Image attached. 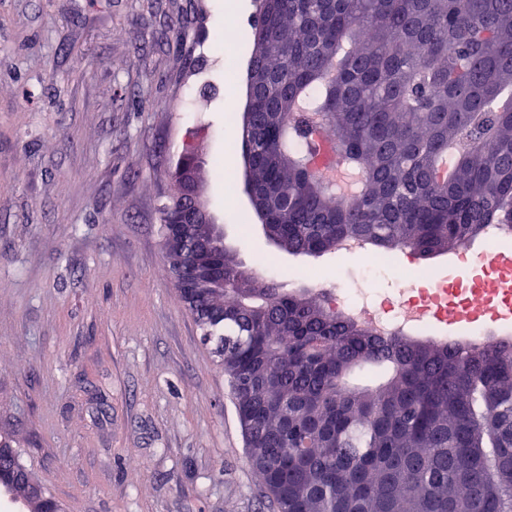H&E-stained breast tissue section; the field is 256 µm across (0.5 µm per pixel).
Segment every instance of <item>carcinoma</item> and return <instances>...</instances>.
<instances>
[{
	"label": "carcinoma",
	"instance_id": "obj_1",
	"mask_svg": "<svg viewBox=\"0 0 512 512\" xmlns=\"http://www.w3.org/2000/svg\"><path fill=\"white\" fill-rule=\"evenodd\" d=\"M250 71L261 117L241 152L281 251L358 237L426 258L512 234V0H263ZM325 135L346 192L314 171ZM173 207L161 239L189 248L204 225L174 228ZM207 262L224 294L179 297L224 356L278 512H512V342L378 337L227 246ZM363 365L390 374L349 382ZM18 493L43 512L38 487Z\"/></svg>",
	"mask_w": 512,
	"mask_h": 512
}]
</instances>
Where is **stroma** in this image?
Listing matches in <instances>:
<instances>
[{
    "label": "stroma",
    "instance_id": "stroma-1",
    "mask_svg": "<svg viewBox=\"0 0 512 512\" xmlns=\"http://www.w3.org/2000/svg\"><path fill=\"white\" fill-rule=\"evenodd\" d=\"M259 7L0 0V436L65 512H277L158 233L192 141L202 201L244 271L275 265L291 291L360 274L353 254L271 247L236 177L226 132L241 127ZM203 79L235 92L200 95ZM404 270L452 282L481 268L398 250L378 289L399 288Z\"/></svg>",
    "mask_w": 512,
    "mask_h": 512
}]
</instances>
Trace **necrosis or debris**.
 Returning <instances> with one entry per match:
<instances>
[{
	"label": "necrosis or debris",
	"instance_id": "4bbe7bcc",
	"mask_svg": "<svg viewBox=\"0 0 512 512\" xmlns=\"http://www.w3.org/2000/svg\"><path fill=\"white\" fill-rule=\"evenodd\" d=\"M362 272L348 288H336L338 313L356 320L379 336L402 330L421 336H436L443 330L442 316L454 308L472 305L475 285H454L444 280L405 278L397 292L384 294L371 284L385 267L381 254L361 249Z\"/></svg>",
	"mask_w": 512,
	"mask_h": 512
}]
</instances>
